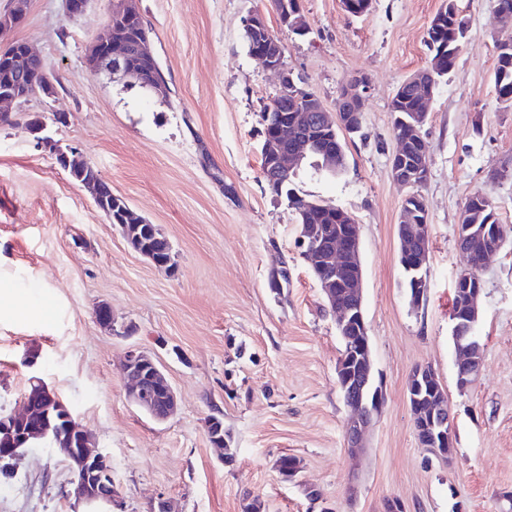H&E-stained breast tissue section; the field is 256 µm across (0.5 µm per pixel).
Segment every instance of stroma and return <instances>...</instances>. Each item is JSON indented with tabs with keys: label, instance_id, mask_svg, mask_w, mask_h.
Instances as JSON below:
<instances>
[{
	"label": "stroma",
	"instance_id": "35a3bbf8",
	"mask_svg": "<svg viewBox=\"0 0 512 512\" xmlns=\"http://www.w3.org/2000/svg\"><path fill=\"white\" fill-rule=\"evenodd\" d=\"M443 0H372L359 16L340 0H302L310 24L281 26L271 0H140L169 98L93 76L91 42L111 0L70 17L64 0H30L12 37L39 53L56 95H37L0 124V290L25 293L35 313L0 312V411L19 407L39 375L112 459L125 512L158 500L174 512H512V243L481 274L476 385L459 390L451 309L465 202L487 196L512 228V105L494 89L497 0H456L468 22L453 71L439 78L423 137L429 177L419 192L431 226L427 294L411 305L399 264L408 187L390 159L391 100L428 68L427 29ZM264 14L296 84L333 110L346 82L366 78L362 130L346 136L347 167L302 164L296 193L347 211L360 230L365 318L384 405L359 463L344 437L336 318L300 256L297 214L261 170V112L277 76L248 51L244 21ZM64 113L52 135L75 148L173 248L175 272L135 252L90 194L27 129L31 114ZM287 265V288L269 286ZM111 307L113 329L95 319ZM151 355L178 409L153 420L127 397L120 361ZM431 368L452 408L453 452L415 435L407 385ZM224 422L225 450L207 435ZM300 471L283 478L277 461ZM63 456L28 448L0 475V512H87ZM317 490L311 500L309 490Z\"/></svg>",
	"mask_w": 512,
	"mask_h": 512
}]
</instances>
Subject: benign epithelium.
Returning a JSON list of instances; mask_svg holds the SVG:
<instances>
[{
  "label": "benign epithelium",
  "mask_w": 512,
  "mask_h": 512,
  "mask_svg": "<svg viewBox=\"0 0 512 512\" xmlns=\"http://www.w3.org/2000/svg\"><path fill=\"white\" fill-rule=\"evenodd\" d=\"M276 11L285 18L290 31L305 34L310 26L304 13L301 0H275ZM28 0H13V6L0 13V40L23 24ZM123 22L142 21L135 0H113L108 24L98 33L87 53V66L96 77L109 79L122 77L141 88H147L154 94L165 97L169 87L164 73L160 69L156 55L150 48L148 37L132 42L116 32L115 20ZM132 55L151 63L153 70H133L124 66ZM36 57L28 43L17 47L12 39L0 49V66L7 73V79L0 87V115L9 114V108L27 102L32 93L26 85L17 80L25 73L32 58ZM254 57L269 70L280 76V90L276 99L288 95L295 87L288 72L282 46L271 54L257 51ZM445 55L438 52L434 58V67L415 72L407 78L403 86L413 90L416 98V112L411 122L413 139L423 141L422 130L429 115L428 105L434 96L436 74L443 69ZM367 81L354 78L343 87L336 100L335 116L329 118L321 101L309 92L295 93L299 106L294 108L296 115L284 124L279 120L277 111L280 103H274L262 116L264 141L263 155L270 160L264 177L272 184L282 179L284 173L310 152L322 155L324 166L336 167V146L324 144V129L333 126L348 133H358L363 124V107ZM65 123L64 115L57 112H42L28 121L27 126L35 140L43 146H49L59 158L68 157V153L58 149L49 136L50 127ZM398 147L391 158L392 178L406 186L416 188L427 180L429 168L427 154L423 151L414 156L410 154L409 139L397 138ZM399 221L400 256L405 258L410 269L419 271L428 262L430 244V224L427 222V208L424 198L418 193L407 197ZM341 220L336 232L328 226L314 224L302 225L298 238L301 257L319 274L318 282L327 299L328 305L336 314V327L344 337L347 351L338 360L336 371L339 378L345 404L349 414L345 422V438L351 450L362 447L367 428L383 405L382 388L376 385L368 327L365 319L363 297L360 283L362 265L358 225L352 216L337 210ZM470 278L457 279L456 286L462 295L468 317L476 320L478 299L482 288L469 287ZM471 329L458 323L454 326L458 352L456 367L458 387L465 390L476 384L480 375V366L473 363L470 343ZM123 371L129 385V397L139 408L152 418L163 422L173 416L177 409V394L163 371L146 352L132 349L126 352ZM436 379L428 368L415 370L409 380V399L413 413L414 430L419 443L440 457L448 456L452 447L450 426V408L446 393L433 390ZM29 384L33 391L24 400L23 409L0 414V438L7 447H0V474L8 475L19 460L31 440L45 438L51 434L56 438H66L68 448L59 452L66 458L78 479L74 496L87 505L105 504L112 508L123 509V501L112 481L110 458L92 444L90 435L77 424L69 408L49 390L44 380L32 376ZM431 387L427 398L418 396L423 387Z\"/></svg>",
  "instance_id": "1"
}]
</instances>
